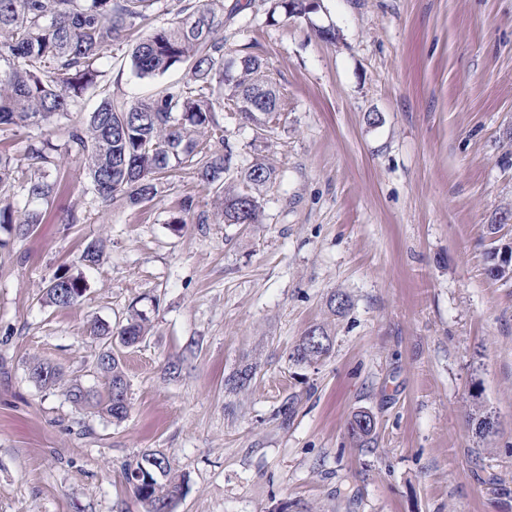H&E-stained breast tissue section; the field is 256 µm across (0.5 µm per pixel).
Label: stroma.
Listing matches in <instances>:
<instances>
[{"label": "stroma", "mask_w": 512, "mask_h": 512, "mask_svg": "<svg viewBox=\"0 0 512 512\" xmlns=\"http://www.w3.org/2000/svg\"><path fill=\"white\" fill-rule=\"evenodd\" d=\"M240 2L224 49L260 57L281 108L266 140L223 112L239 165L277 170L261 223L219 222L189 171L102 204L64 153L41 224L0 231V512H145L121 466L147 450L187 477L176 512H512V280L486 272L512 241V0H321L291 19ZM104 69L127 100L184 76L137 78L120 50ZM188 197L207 223H179ZM60 273L87 283L65 310L42 301ZM134 308L139 344L91 336ZM314 324L330 356L290 361ZM107 347L122 421L29 379L43 361L104 392ZM248 365L249 387L227 389ZM478 408L496 434L476 437ZM360 411L376 421L364 448L347 433ZM95 369L103 378L107 390L102 409L112 419L117 421L124 419L127 413L128 382L119 359L112 355V363H105L104 357H101L97 360Z\"/></svg>", "instance_id": "obj_1"}]
</instances>
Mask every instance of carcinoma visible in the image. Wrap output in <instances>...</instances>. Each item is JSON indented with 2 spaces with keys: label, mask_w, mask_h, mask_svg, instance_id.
Returning a JSON list of instances; mask_svg holds the SVG:
<instances>
[{
  "label": "carcinoma",
  "mask_w": 512,
  "mask_h": 512,
  "mask_svg": "<svg viewBox=\"0 0 512 512\" xmlns=\"http://www.w3.org/2000/svg\"><path fill=\"white\" fill-rule=\"evenodd\" d=\"M270 15L302 18L320 8V0H270ZM170 16L154 25L156 14ZM126 44L133 72L139 78L182 68L186 80L134 101L112 96L105 82L104 59L112 48ZM99 100L87 123L68 129L69 149L88 161L92 193L110 203L117 196L132 204L155 198L161 180L178 170L195 171L220 201L218 215L226 224H257L260 191L277 178L276 169L262 159L245 168L224 136L218 113L229 100L259 138L270 135L279 121L275 91L263 79L255 55L230 57L224 50V0H176L172 9L161 0H0V129L57 124L85 110L88 99ZM55 145L45 137L28 144L23 163H12L0 152V228L18 237L31 231L37 213L14 217V200L47 203L58 183L49 179L56 167ZM86 291L84 283L66 274L49 282L44 301L58 309L75 305ZM334 316L344 314L350 298L334 292L327 301ZM148 318L135 312L117 333L125 347L147 333ZM333 338L324 325L309 327L288 354L297 364L328 356ZM107 395L103 410L120 421L127 413L128 382L117 357L95 364ZM29 376L42 387H54L62 369L43 362L30 365ZM367 412L354 414L348 435L368 442L372 430L362 426ZM489 413L471 416L475 434L485 438L495 429ZM156 465L149 481L132 487L147 512H171L184 494L185 476L174 472L168 459L150 451L122 465L125 481L148 464Z\"/></svg>",
  "instance_id": "obj_1"
}]
</instances>
